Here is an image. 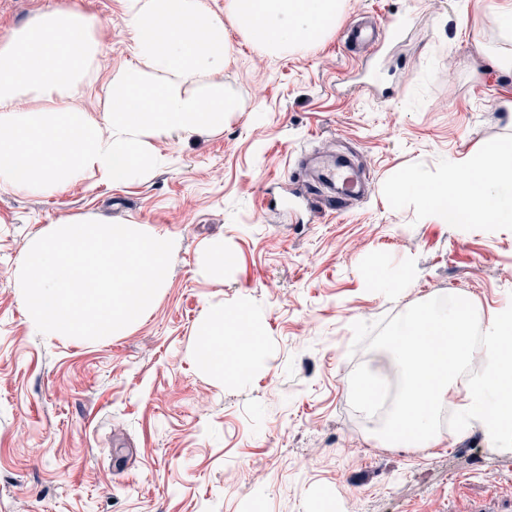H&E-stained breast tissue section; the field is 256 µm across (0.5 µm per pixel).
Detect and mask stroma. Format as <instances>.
Returning <instances> with one entry per match:
<instances>
[{
  "mask_svg": "<svg viewBox=\"0 0 512 512\" xmlns=\"http://www.w3.org/2000/svg\"><path fill=\"white\" fill-rule=\"evenodd\" d=\"M512 0H345L333 33L283 57L232 23L220 72L238 105L223 128L168 133L137 180L53 196L0 189V512H512V444L472 427L437 448H375L386 418L353 384L409 307L458 297L512 303V224H448L392 184L437 180L456 158L512 136V74L496 14ZM51 9L96 17L103 116L133 62L126 0H0V44ZM399 26L379 46L348 28ZM333 147L368 184L329 209L298 158ZM71 216L147 224L174 241L165 284L125 333H40L15 275L29 244ZM233 257L203 265L214 241ZM245 307L266 345L246 379L202 370L206 312Z\"/></svg>",
  "mask_w": 512,
  "mask_h": 512,
  "instance_id": "1",
  "label": "stroma"
}]
</instances>
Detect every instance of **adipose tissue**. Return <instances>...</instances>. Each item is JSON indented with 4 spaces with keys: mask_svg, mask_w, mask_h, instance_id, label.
I'll list each match as a JSON object with an SVG mask.
<instances>
[{
    "mask_svg": "<svg viewBox=\"0 0 512 512\" xmlns=\"http://www.w3.org/2000/svg\"><path fill=\"white\" fill-rule=\"evenodd\" d=\"M343 0H225L223 14L203 0H128L134 64L110 82L112 108L97 119L78 104L96 79L95 18L51 10L0 44V187L54 196L87 175L125 183L157 167L151 145L164 132L219 129L236 103L223 84L188 91L196 76L221 71L232 53V21L278 56L324 41ZM394 194L414 192L428 214L451 224H512V140L453 161L436 181L398 178ZM470 310L458 302L422 305L394 328L389 369L400 388L390 432L404 444L434 448L437 419L458 395L462 423L479 422L492 442L512 440V305L486 316L473 345ZM201 365L225 378L257 367L265 344L244 310L210 312L200 328ZM480 368L468 373L473 357Z\"/></svg>",
    "mask_w": 512,
    "mask_h": 512,
    "instance_id": "adipose-tissue-1",
    "label": "adipose tissue"
}]
</instances>
